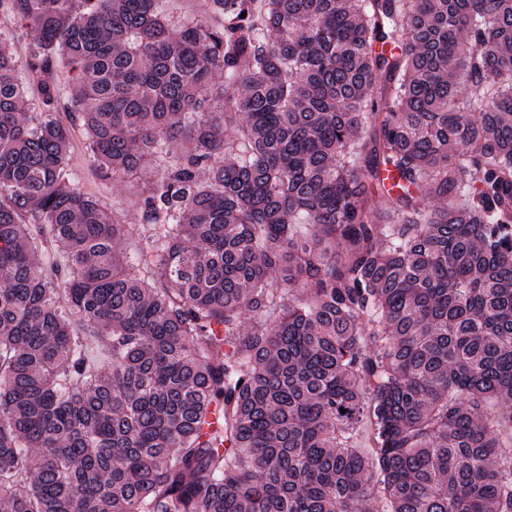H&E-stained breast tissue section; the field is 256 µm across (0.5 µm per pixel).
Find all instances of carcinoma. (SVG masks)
<instances>
[{
    "label": "carcinoma",
    "mask_w": 512,
    "mask_h": 512,
    "mask_svg": "<svg viewBox=\"0 0 512 512\" xmlns=\"http://www.w3.org/2000/svg\"><path fill=\"white\" fill-rule=\"evenodd\" d=\"M0 11L3 512H512V0ZM201 0H162L163 8L174 17L191 19L199 16ZM70 164L73 172L78 178H82V187L85 192L100 197L101 204L112 210L113 195L109 196L105 192L104 185L108 181H101L96 175H94L88 168L86 163L83 145L81 139L74 136L71 145ZM119 196L123 205L117 209V215L122 224L139 223V215L135 205V197L139 190V184L136 179H131L125 185L119 187Z\"/></svg>",
    "instance_id": "carcinoma-1"
}]
</instances>
